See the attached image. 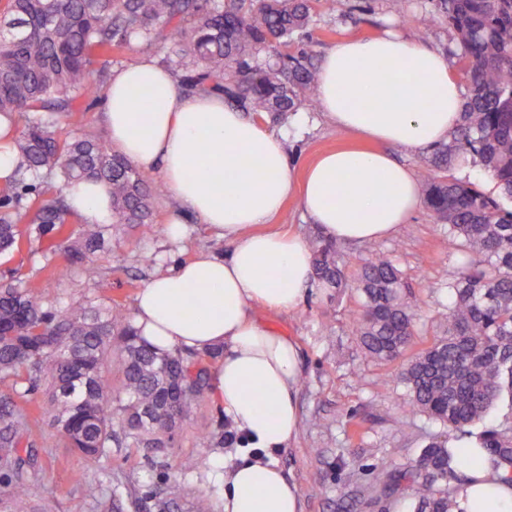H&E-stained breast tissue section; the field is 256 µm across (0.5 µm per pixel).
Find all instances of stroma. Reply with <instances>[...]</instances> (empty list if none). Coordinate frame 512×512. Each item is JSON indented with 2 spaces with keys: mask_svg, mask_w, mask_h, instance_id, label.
<instances>
[{
  "mask_svg": "<svg viewBox=\"0 0 512 512\" xmlns=\"http://www.w3.org/2000/svg\"><path fill=\"white\" fill-rule=\"evenodd\" d=\"M329 5L313 28L317 56L341 38L378 35L391 22L409 37L439 49L453 40L452 30L445 25L427 33L419 30L416 18L428 8V0H407L403 6L397 0H329ZM289 132L288 157L297 182L317 155L355 142L351 134L329 126L317 110L308 108L299 110ZM154 213L158 233L146 238L135 231L120 233L112 244L111 257L100 262L94 274L56 276V269L64 264L62 256L46 255L44 243L25 237L18 249L0 255V281L21 279L51 299L99 297L130 307L147 279L157 272L191 259L201 249L227 253L223 239L193 216L185 220V240L173 244L165 232L178 213L170 196L155 200ZM376 247L394 252L414 287L419 320L411 349L420 351L441 334L439 319L448 297L440 286L458 272L448 252V239L422 205L394 236L375 244L344 245L350 269H357ZM143 251L155 253L156 264H140L138 255ZM357 301L354 291L336 299L315 287L297 310L262 315L276 331L296 339L306 369L298 391V436L290 448L275 456L301 491L302 512H380L375 496L383 481L381 463L403 466L412 462L441 432L427 417L410 416L408 397L395 378L396 365L365 357L352 329ZM18 402L30 411L36 432L35 463L29 470L32 488L37 498L51 500L54 512H133L128 502L112 498V487L120 482L135 484L144 494L170 492L181 504L200 492L218 502L223 497L225 470L246 452L240 442L221 448L197 445L199 431H220L225 420L217 404L205 402L184 424L176 447L148 453L116 448L104 467L90 469V480L103 484L102 499L96 504L70 481L72 469L80 467L81 460L71 449L59 446L44 413L42 392L22 394ZM185 455L198 457L202 465L182 476L178 463Z\"/></svg>",
  "mask_w": 512,
  "mask_h": 512,
  "instance_id": "1",
  "label": "stroma"
}]
</instances>
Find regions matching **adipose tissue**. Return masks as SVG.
<instances>
[{"instance_id": "adipose-tissue-1", "label": "adipose tissue", "mask_w": 512, "mask_h": 512, "mask_svg": "<svg viewBox=\"0 0 512 512\" xmlns=\"http://www.w3.org/2000/svg\"><path fill=\"white\" fill-rule=\"evenodd\" d=\"M318 110L331 125L380 150L322 154L294 190L287 137L266 130L222 95L186 93L151 57L114 69L104 91V123L113 150L159 168L185 214L210 225L227 254L197 252L154 275L138 294L133 324L158 350H224L210 372L208 396L255 453L224 478V512H301V492L277 466L276 452L297 437L303 361L293 338L274 332L259 311L298 309L313 285L311 254L295 235L257 232L298 192L302 210L334 242L383 240L419 204L415 173L388 152L415 154L448 141L461 121L460 84L433 47L390 31L350 37L318 61ZM373 103H366L365 94ZM155 103L139 108L141 95ZM67 200L90 224L112 221L101 183L78 182ZM460 492L462 512H512V486L480 470Z\"/></svg>"}]
</instances>
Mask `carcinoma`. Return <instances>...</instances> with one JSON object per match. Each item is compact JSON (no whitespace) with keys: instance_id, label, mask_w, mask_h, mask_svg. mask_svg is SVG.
<instances>
[{"instance_id":"cac0c4a2","label":"carcinoma","mask_w":512,"mask_h":512,"mask_svg":"<svg viewBox=\"0 0 512 512\" xmlns=\"http://www.w3.org/2000/svg\"><path fill=\"white\" fill-rule=\"evenodd\" d=\"M317 0H7L0 17V113L24 118L16 145L25 159L20 177L0 184V254L23 234L63 251L68 272L92 273L124 224L155 232L153 203L166 192L154 174L133 165L105 140L61 139L52 112L66 116L81 99L96 98L112 52L151 46L169 32L178 46L165 62L189 93L218 91L233 105L288 124L316 105L318 79L308 42ZM444 20L452 29L468 94L462 120L448 142L419 164L424 201L448 234L458 275L448 281L443 336L405 357L416 325L413 293L393 254L376 250L353 276L337 243L316 235L309 248L315 281L341 296L358 294L356 336L366 357L405 359L398 382L413 413L446 429L412 463L381 464L380 499L412 492L413 512H462L467 471L512 485V425L488 419L498 404L512 419V0H433L423 31ZM479 160L500 188L497 195L445 176L462 160ZM68 185L94 179L112 195V223L71 227L61 197H47L39 178ZM26 229H21V224ZM205 351L159 354L136 333L121 302L50 300L40 291L0 284V512H51L37 505L29 484V416L18 387L44 390L58 441L80 455L73 485L92 499L101 486L87 469L114 448H174L185 421L208 396ZM473 438L482 453L451 445ZM198 442L222 448L236 439L231 422L202 430ZM166 494L135 500L146 512H174ZM187 512H215L213 499L194 496Z\"/></svg>"}]
</instances>
